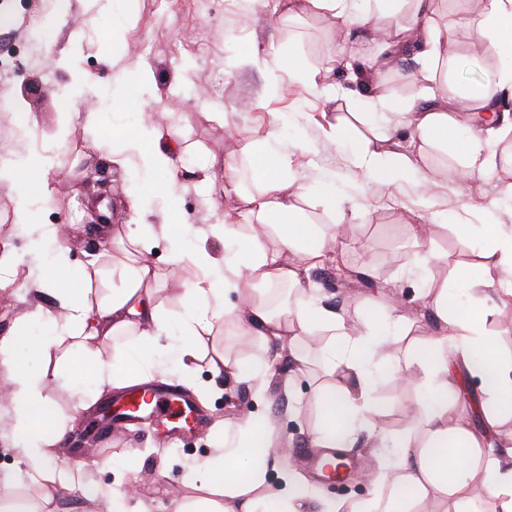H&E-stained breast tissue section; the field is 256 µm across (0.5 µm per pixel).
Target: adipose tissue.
<instances>
[{"label": "adipose tissue", "mask_w": 512, "mask_h": 512, "mask_svg": "<svg viewBox=\"0 0 512 512\" xmlns=\"http://www.w3.org/2000/svg\"><path fill=\"white\" fill-rule=\"evenodd\" d=\"M301 2L305 8L328 11L341 23L356 22L374 37L392 29L376 57L359 60L337 51V63L346 67L373 73L405 52L425 56L432 64L448 57V38L434 21L433 0H378L377 15L358 21L351 18L353 0ZM473 35L494 39L502 63L483 72L474 93L452 100L443 94L405 107L398 123L419 146L447 150L466 113L498 116L497 134L512 133V117L499 112L501 93L512 91V0H483ZM157 137L154 124L138 123L109 146L108 154L125 173L127 199L137 203L158 196L166 202L162 227L168 263L183 286L179 332L159 346L167 323L154 302L159 272L147 258L154 241L149 225L120 229L133 261L120 268L118 285L98 298L83 283L99 272V257H91L76 282L69 275L66 252L54 254L51 273L34 285L35 294L49 297L51 304L36 305L28 315L47 325V335L26 354L19 349L20 337L0 336V384L6 391L0 398V435L15 438L24 478L34 490L30 496L0 494V512H44L42 504L55 488L81 485L107 499L112 512H131L126 486H92L80 466L62 458L59 444L66 426L55 417L46 390L61 385L65 375L49 363L61 347L76 346L94 368L98 387L119 389L174 369L178 383L204 396L211 387L196 381L192 363L202 338L218 322L225 333L274 343L296 361L301 358L300 337H324L312 378L320 415L310 444L333 450L361 441L372 448L383 487L360 501L356 512H482L487 503L493 512H512V436L501 435L504 421L512 418V357L496 353L495 332L488 327L500 306L512 301V289L502 285L512 275V225H489L467 311H454L447 284L429 285L421 293L422 306L433 313L441 331L426 355L414 346L399 348L416 319L396 312V301L385 289H378L372 304L395 311L389 324L372 318L354 321L324 306L313 275L329 259L337 232L306 208L310 195H325L324 180L291 169L287 151L276 142L242 144L238 152L225 155L220 175L224 203L242 220L219 221L200 234L191 225L174 223L179 196L155 181L158 171L172 165L170 151L157 146ZM336 139L351 143L354 163L383 184L408 179L417 170L413 153L372 150L354 140L346 118L338 120ZM3 187L14 198L17 223L33 225V246L59 242V226L40 223L35 205L51 198L47 181L22 178L17 168L1 166ZM209 238L220 243V250L207 248ZM127 335L134 342L122 360L102 357V348L113 338ZM379 354L390 357L384 377L370 368ZM209 369L225 381L247 383L259 400L276 386L292 391V379L278 380L264 360L248 365L217 352ZM463 375L479 382V395L467 407L460 401ZM389 377L419 383L412 427L397 456L388 453V435L377 426L384 416L379 393ZM474 412L483 417L484 432L473 429ZM282 444L278 420L269 414L219 427L213 457L186 468L183 483L198 495L178 502L177 512H336L335 504L320 500L295 468L270 473V451Z\"/></svg>", "instance_id": "adipose-tissue-1"}]
</instances>
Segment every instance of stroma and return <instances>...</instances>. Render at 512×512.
<instances>
[{
	"instance_id": "35a3bbf8",
	"label": "stroma",
	"mask_w": 512,
	"mask_h": 512,
	"mask_svg": "<svg viewBox=\"0 0 512 512\" xmlns=\"http://www.w3.org/2000/svg\"><path fill=\"white\" fill-rule=\"evenodd\" d=\"M433 10L437 25L455 40L460 56L447 84L433 79L429 66L414 56L381 73L376 87L369 89L352 86L346 70L335 66L336 25L329 13L302 9L296 0H267L259 12L249 0H131L125 8L113 0H96L92 5L87 0H55L50 7L44 0H0V15L14 20L11 29L0 31V57L16 60L0 75V166L29 155L47 158L46 177L54 193L40 209L41 223H88L96 213L86 202L94 198L111 203L113 223L158 224L162 201H144L142 215L133 216L122 203L123 172L102 149L104 138L131 130L141 112H150L163 143L177 147L174 169L159 175L158 181L180 194V222L201 230L224 217V193L208 183V175L223 168L225 154L236 151L240 139L261 142L274 137L290 150L294 168L312 167L331 184L325 199L309 201L325 223L335 224L339 236V263L326 272L345 273L336 287L323 288L326 306L336 309L345 304L350 316L373 315L389 322L388 313L373 311L368 300L371 287L355 274L363 266L388 279L404 305L417 304L426 283L404 273L405 264L418 251L410 226L434 219L439 225L429 247L439 257L437 277L447 280L449 296L471 305L466 272L480 256L483 220L512 225V198L502 192L503 185L512 181L505 164L512 156V136L492 141L494 165L466 180L454 175L460 146L449 145L444 157L425 149L419 171L434 182L433 205L427 210L419 206L417 180L393 186L375 181L354 164L350 149L337 146L332 136L337 113L363 112L372 119L444 86L452 92L476 87L483 71L497 66V59L475 55L456 27L460 16L480 19L482 0H435ZM44 13L50 14L55 32L50 47L29 25L32 17ZM273 13L287 15L286 24L271 28L268 18ZM275 45L304 56L307 76L283 70L271 51ZM63 50L70 56L65 67L56 61ZM117 53L148 67L151 78L113 71L112 57ZM247 54L253 61L245 65L241 59ZM78 70L91 82L77 116L69 118L59 109L60 95L70 90ZM238 99L255 101V109L234 111L232 104ZM17 100L28 115L31 132L26 137L16 132L13 103ZM297 142L307 143L308 151H294ZM0 241L20 259L15 285L0 288V336H40L39 324L23 320L33 308L24 285L49 270L52 251L32 247L30 227L16 223L11 197L3 188ZM70 248V271L75 275L85 252L102 253L101 270L91 282L95 288L111 287L113 268L126 258L118 240L86 232ZM215 347L226 348L247 363L269 357L281 373L290 370L287 362L276 359L274 346L262 340L242 347L235 337L221 332L205 337L196 378L215 385L201 405L211 424L247 413L277 412L281 431L295 450L291 465L326 500L348 505L369 496L377 464L365 448L343 449L351 471L340 486L320 483L310 468L308 460L318 451L305 445L314 423L307 379L296 378L293 397L274 391L267 401H255L247 384L214 381L207 360ZM92 385L91 377L79 372L69 386L48 393L58 418L74 421L63 445L64 457L72 463L111 460L114 469L91 470L95 482L103 486L120 479L134 482L137 500L147 512H174L171 492L187 465L212 455V430L183 435L142 424L98 435L85 447H76L78 432L89 427L97 410L84 396ZM416 394L415 386L386 382L380 397L386 410L382 424L388 433L398 436L410 427ZM295 400L303 405L297 413L289 410Z\"/></svg>"
}]
</instances>
